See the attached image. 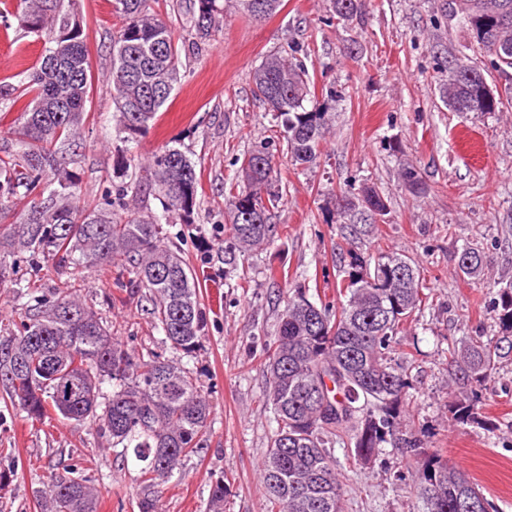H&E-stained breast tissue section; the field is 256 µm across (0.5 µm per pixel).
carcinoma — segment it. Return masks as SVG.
Instances as JSON below:
<instances>
[{
	"mask_svg": "<svg viewBox=\"0 0 512 512\" xmlns=\"http://www.w3.org/2000/svg\"><path fill=\"white\" fill-rule=\"evenodd\" d=\"M18 0L14 14L27 33H56L54 45L26 75L12 102L31 96L18 128L19 158H0V198L19 190L31 197L27 214L0 238L5 253L19 248L68 270L112 268L118 288H144L154 328L188 358L204 340L197 273L163 241L162 217L127 209L129 189H161L166 211L190 222L197 203L195 165L178 148L165 147L135 173L134 186H118L105 207L77 201L78 175L67 169L64 146L82 125L92 86L91 64L72 0H41L36 13ZM250 17L275 13L280 0H237ZM365 0H330L344 22L361 18ZM122 26L112 36L107 80L122 132L145 133L181 79L182 61L173 32L149 8V0H114ZM438 11L457 20L490 57V66L512 70V0H439ZM199 38L224 23V0H198L193 16ZM297 45L267 56L252 74L253 94L274 112L286 134L294 162L314 164L328 128L309 72ZM439 93L454 112H501L509 99L486 79L484 70L456 58L444 66ZM237 181L247 189L229 192L225 213L234 249L248 252L279 236L271 222L272 187L278 181L273 155L263 147L244 156ZM339 216L374 221L385 215L384 197L373 187L350 196L333 194ZM483 252L464 248L460 273L475 278ZM75 278L59 280L50 296H35L18 314L16 333L0 339V382L11 402L32 421L48 409L77 424L94 421L115 445L132 449L141 468L139 512H160L154 489L181 468L210 433L211 407L191 369L153 353H136L111 336L80 299ZM338 288L346 303L337 311L298 291L288 298L277 336L267 351L266 401L276 429L261 469L266 512H343V489L326 439L355 420L356 456L365 460L380 445L398 439L408 413L407 371L391 351L422 303L420 266L411 258L382 252L370 262L350 255L349 271ZM499 335L474 336L448 345L454 370L448 388H469L453 403L459 424L478 421V392L494 378L501 360L512 355V283L500 289L495 309ZM112 383V394L102 385ZM362 402L357 407L355 403ZM77 465L54 475L40 512H94L95 488L75 476ZM417 492L430 512H496L477 485L434 452L418 471ZM228 486L211 484L212 512H224Z\"/></svg>",
	"mask_w": 512,
	"mask_h": 512,
	"instance_id": "carcinoma-1",
	"label": "carcinoma"
}]
</instances>
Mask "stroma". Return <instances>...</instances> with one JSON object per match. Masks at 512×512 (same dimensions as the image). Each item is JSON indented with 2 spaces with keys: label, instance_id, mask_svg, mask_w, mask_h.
Wrapping results in <instances>:
<instances>
[{
  "label": "stroma",
  "instance_id": "1",
  "mask_svg": "<svg viewBox=\"0 0 512 512\" xmlns=\"http://www.w3.org/2000/svg\"><path fill=\"white\" fill-rule=\"evenodd\" d=\"M15 0H0V87H20L44 39L25 34L12 16ZM153 13L171 27L181 49L183 78L157 121L137 143L124 142L106 74L112 36L120 26L113 0H74L94 82L75 147L80 197L102 204L106 190L129 182L126 158L145 162L174 144L199 177L190 223L167 227L166 245L199 278L206 337L194 357L165 344L151 324L144 291L115 288L112 273L84 268L80 299L129 348L153 352L190 368L211 401L212 431L181 469L158 488L162 512H209L210 484L225 475L224 512H266L259 466L276 424L264 402L263 363L281 313L295 289L341 306L337 286L350 254L402 253L424 270L430 297L403 332L393 354L413 357L411 418L403 431L421 438L465 471L498 512H512V359L480 394L477 423H455L449 411L448 344L498 331L494 306L512 283V111L485 115L450 110L437 86L447 60L465 57L485 70L490 85L507 88L483 50L434 0H368L362 23L336 19L329 0H281L276 13L253 20L227 0L224 25L200 39L191 22L194 0H153ZM306 47L317 90L333 93L331 132L317 165L276 156L281 193L272 210L280 239L239 253L225 227L224 192L245 153L276 138V122L252 92L251 73L290 43ZM413 164L427 186L412 195L401 177ZM370 185L387 213L372 231L351 235L331 197ZM480 248L478 278L458 274L463 245ZM0 284V336L10 333L30 297L29 282L54 287L56 272L41 258H6ZM336 460L345 512H428L415 481L417 457L384 445L366 462L354 459L348 432L327 445ZM79 464V477L98 490L97 512H138L139 466L94 423L27 420L0 385V512H40L53 469Z\"/></svg>",
  "mask_w": 512,
  "mask_h": 512
}]
</instances>
